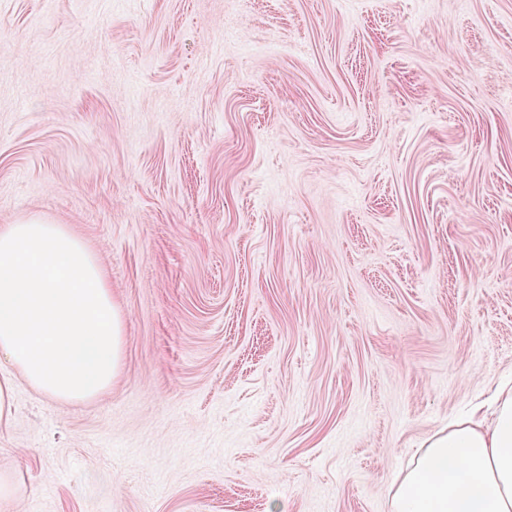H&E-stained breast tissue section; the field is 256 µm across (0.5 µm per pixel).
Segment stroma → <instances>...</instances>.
<instances>
[{
	"mask_svg": "<svg viewBox=\"0 0 512 512\" xmlns=\"http://www.w3.org/2000/svg\"><path fill=\"white\" fill-rule=\"evenodd\" d=\"M65 224L111 390L17 380L0 512H389L512 375V0H0V225Z\"/></svg>",
	"mask_w": 512,
	"mask_h": 512,
	"instance_id": "stroma-1",
	"label": "stroma"
}]
</instances>
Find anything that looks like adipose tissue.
<instances>
[{"label": "adipose tissue", "mask_w": 512, "mask_h": 512, "mask_svg": "<svg viewBox=\"0 0 512 512\" xmlns=\"http://www.w3.org/2000/svg\"><path fill=\"white\" fill-rule=\"evenodd\" d=\"M491 413L449 423L418 448L390 512H512V386Z\"/></svg>", "instance_id": "adipose-tissue-1"}]
</instances>
